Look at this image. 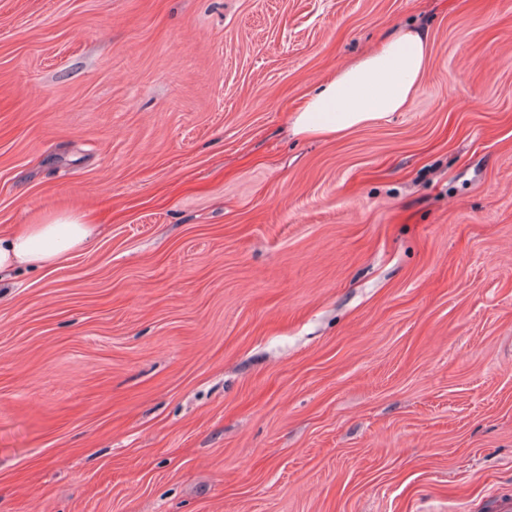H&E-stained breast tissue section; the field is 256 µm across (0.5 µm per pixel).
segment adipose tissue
<instances>
[{"instance_id":"ef3b65f1","label":"adipose tissue","mask_w":512,"mask_h":512,"mask_svg":"<svg viewBox=\"0 0 512 512\" xmlns=\"http://www.w3.org/2000/svg\"><path fill=\"white\" fill-rule=\"evenodd\" d=\"M429 53L426 32L398 30L306 94L291 115L292 134L334 139L407 110L424 81ZM99 227L95 213L65 210L0 228V275L54 266L83 249Z\"/></svg>"}]
</instances>
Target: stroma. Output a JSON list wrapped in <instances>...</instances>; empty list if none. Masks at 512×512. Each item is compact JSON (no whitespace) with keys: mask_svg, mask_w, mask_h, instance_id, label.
<instances>
[{"mask_svg":"<svg viewBox=\"0 0 512 512\" xmlns=\"http://www.w3.org/2000/svg\"><path fill=\"white\" fill-rule=\"evenodd\" d=\"M407 111L293 105L400 28ZM0 512L512 498V0H0ZM94 212L65 210L39 216L32 224L0 228L1 274L58 264L79 251L99 232Z\"/></svg>","mask_w":512,"mask_h":512,"instance_id":"35a3bbf8","label":"stroma"}]
</instances>
